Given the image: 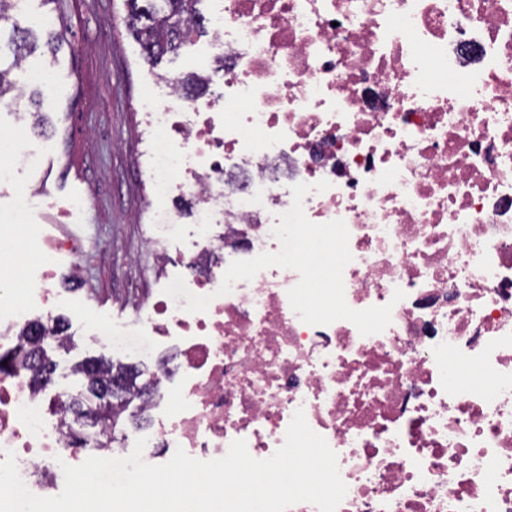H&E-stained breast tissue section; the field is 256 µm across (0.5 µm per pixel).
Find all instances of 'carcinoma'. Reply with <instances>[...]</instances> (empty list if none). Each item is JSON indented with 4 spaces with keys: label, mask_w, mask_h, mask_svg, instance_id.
<instances>
[{
    "label": "carcinoma",
    "mask_w": 512,
    "mask_h": 512,
    "mask_svg": "<svg viewBox=\"0 0 512 512\" xmlns=\"http://www.w3.org/2000/svg\"><path fill=\"white\" fill-rule=\"evenodd\" d=\"M130 5L129 26L137 33L147 60L151 61L166 53H176L190 44L195 36L204 33V17L197 9L200 0H146L148 6L138 7L137 0H127ZM14 10L9 0H0V99L17 90L11 79L13 71L22 67L28 56L37 50L38 38L33 29L11 26L8 41H3V28L12 20ZM33 337L23 332L15 340L19 352V364L27 366ZM83 376L86 395L96 400L95 411L99 419L95 424L102 432L114 433L119 422L116 403H129L137 387L141 373L104 356L75 367ZM124 375L129 383L120 393L112 391V378Z\"/></svg>",
    "instance_id": "obj_1"
}]
</instances>
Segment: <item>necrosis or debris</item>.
<instances>
[{
  "instance_id": "necrosis-or-debris-1",
  "label": "necrosis or debris",
  "mask_w": 512,
  "mask_h": 512,
  "mask_svg": "<svg viewBox=\"0 0 512 512\" xmlns=\"http://www.w3.org/2000/svg\"><path fill=\"white\" fill-rule=\"evenodd\" d=\"M207 2L223 105L176 77L143 96L155 200L194 198L191 254L248 260L278 251L293 185L329 181L304 212L345 222L346 302L392 305V322L369 336L346 320L305 324L287 296L298 273L270 267L224 295L223 271L197 272L185 284L210 296L207 311L162 295L130 336L92 323L94 344L156 360L167 384L141 403L144 460L179 447L217 459L236 439L265 459L301 409L338 456L337 512H512V0ZM0 108L17 120L0 136V187L15 189L19 227L35 195L17 175L43 159L21 97ZM73 249L47 241L26 289L0 294V461L14 452L43 497L82 459L46 420L11 337L50 321L56 263Z\"/></svg>"
}]
</instances>
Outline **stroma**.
Wrapping results in <instances>:
<instances>
[{
  "mask_svg": "<svg viewBox=\"0 0 512 512\" xmlns=\"http://www.w3.org/2000/svg\"><path fill=\"white\" fill-rule=\"evenodd\" d=\"M39 16L64 18L69 32L56 51L40 47L24 62L51 69L61 90L44 98L42 124L28 128L31 148L44 158L42 172L29 182L44 205L29 212V231L13 243V258L22 265L38 261L41 232L83 237L82 281L73 279L70 258L58 266L54 313L66 321L70 342L46 345L56 364V383L46 389L51 397L60 387L78 392L76 365L104 354L88 343L87 322L105 321L135 333L133 313L142 291L166 285L145 244L150 225L140 101L154 74L181 75L191 67L192 55L186 49L148 64L127 27L125 0H29L28 14L15 21L26 28ZM76 198L87 199L86 210L66 213Z\"/></svg>",
  "mask_w": 512,
  "mask_h": 512,
  "instance_id": "1",
  "label": "stroma"
}]
</instances>
